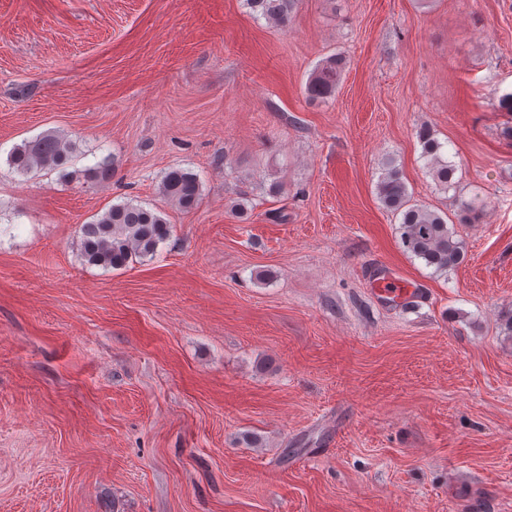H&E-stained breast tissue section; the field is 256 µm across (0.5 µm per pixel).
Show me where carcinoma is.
Listing matches in <instances>:
<instances>
[{"instance_id":"obj_1","label":"carcinoma","mask_w":512,"mask_h":512,"mask_svg":"<svg viewBox=\"0 0 512 512\" xmlns=\"http://www.w3.org/2000/svg\"><path fill=\"white\" fill-rule=\"evenodd\" d=\"M297 0H245L252 13L277 24L289 21ZM345 59L334 55L323 61L312 73L306 94L312 100H325L336 91ZM422 154L428 159L429 174L441 187H448L455 175L453 164L442 157L444 145L433 135H421ZM76 145L72 140L54 132H45L32 140L15 146L8 156L9 165L20 174L34 169L65 171L70 165ZM114 160L107 154L93 166L83 170L88 180L105 181L112 178ZM199 177L183 168L172 167L164 173L159 193L168 203L183 211H191L201 196ZM380 202L389 210L401 215L400 238L403 247L435 271L446 273L463 260V242L448 228L447 222L437 212L412 202L402 174L393 160L385 163L384 172L376 185ZM484 201L474 198L460 204L459 220L467 223L480 218L485 210ZM81 255L89 265L104 269L125 267L137 260L156 255L161 243L172 232V225L159 208H146L132 201L114 204L92 222L83 224Z\"/></svg>"}]
</instances>
